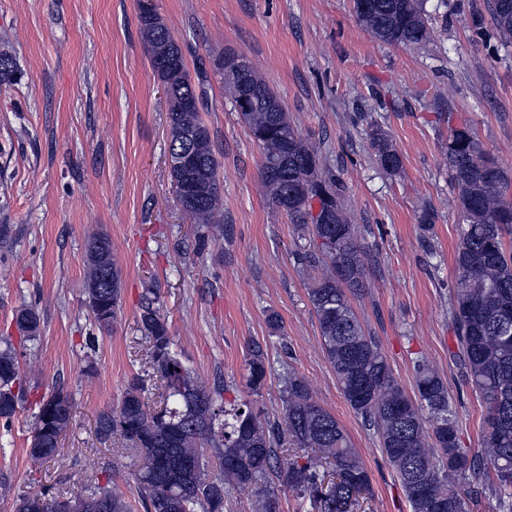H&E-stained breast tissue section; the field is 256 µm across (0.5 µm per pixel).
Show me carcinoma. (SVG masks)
<instances>
[{
    "instance_id": "obj_1",
    "label": "carcinoma",
    "mask_w": 512,
    "mask_h": 512,
    "mask_svg": "<svg viewBox=\"0 0 512 512\" xmlns=\"http://www.w3.org/2000/svg\"><path fill=\"white\" fill-rule=\"evenodd\" d=\"M425 0H353L358 22L387 45H421L431 40ZM492 26L473 19V37L512 48V0H489ZM140 30L151 66L164 87L170 150L189 144L213 189L191 208L200 238L214 228L223 209L220 165L201 112L207 110V73L192 81L183 48L154 7L141 5ZM238 56L215 59L225 97L262 148L261 177L272 205L302 231L295 256L302 270L317 273L308 299L316 315L323 352L350 408L377 435L412 512H467L449 484L470 481L475 494H491L498 512H512V175L482 146L468 126L450 129L446 159L452 172L462 236L455 253L457 272L449 316L459 341L466 384L485 403L483 453L461 447L458 423L440 374L424 358L413 360V394L394 376L374 337L366 333L353 300L365 294L367 275L379 268V252L365 246L370 227L352 223L344 207L340 177L320 164L317 149L291 122L286 107L251 61L247 80L228 68ZM375 161L386 174L402 169L387 134L369 123ZM87 305L99 328L110 329L121 311V271L112 243L93 234L85 244ZM17 331L37 340L41 318L22 305L13 315ZM138 328L148 343L156 377L165 383L163 409L151 412L145 380L136 376L117 407L99 413L95 432L107 441L119 436L140 458L134 473L143 512H224L232 492L253 489L257 512H276L273 481L310 502L313 512H351L371 476L336 416L312 397L293 370L281 377L283 422L261 419L248 401L226 403L227 383L198 380L173 348L158 290L142 295ZM247 386L257 394L272 364L260 347L250 350ZM24 395L13 344L0 341V420L9 425ZM74 413L62 388L38 403L31 428L29 459L40 464L56 455ZM429 417H424V414ZM289 453L286 461L280 454ZM15 512H132L112 477L98 479L85 493L64 498L36 492L19 499Z\"/></svg>"
}]
</instances>
